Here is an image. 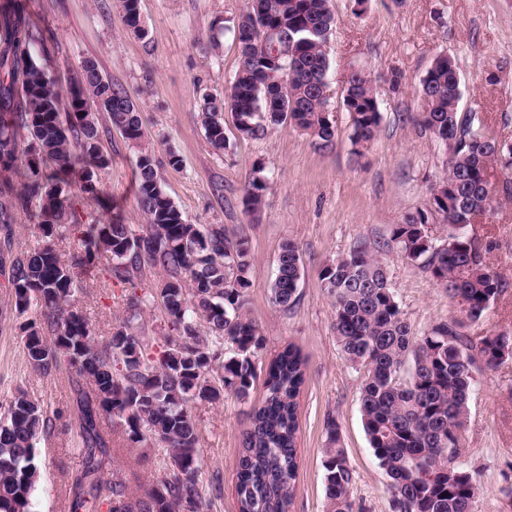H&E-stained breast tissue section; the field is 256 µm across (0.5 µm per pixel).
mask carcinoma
Segmentation results:
<instances>
[{
  "mask_svg": "<svg viewBox=\"0 0 512 512\" xmlns=\"http://www.w3.org/2000/svg\"><path fill=\"white\" fill-rule=\"evenodd\" d=\"M333 22L328 0H248L230 28L240 66L229 92L223 99L205 97L200 105L204 136L214 149L226 148V110L242 140L262 139L270 126L286 123L334 142L337 128L325 94V45ZM36 42L25 0H0V226L9 248L12 224L23 213L43 239L42 246L16 253L9 270L0 272H8L18 314L39 309L40 322L24 328L29 363L46 372L64 361L90 385L76 390L78 460L69 512H201L199 436L187 404L226 395L245 404L262 373L264 396L251 408L242 435L235 496L238 512H288L298 473L297 397L305 361L290 346L263 364L266 338L244 313L251 288L248 240L229 237L222 224L189 223L164 191L147 151L135 170L137 204L146 218L142 232L86 214L83 200L98 197L100 172L111 163L99 146L87 97L97 99L112 127L132 143L143 138L141 116L127 89L103 78L91 59L80 62L68 88L70 112L61 116V90L33 58ZM270 69L282 70L284 86L266 83ZM348 83L343 106L354 152L361 155L381 123L378 91L362 71H352ZM420 97V122L444 146L447 172L431 187L425 207L394 225L391 241L476 322L508 283L486 260L490 244L457 226L494 209L495 192L483 171L495 166L512 176V143L496 149L484 120L460 111L461 79L452 58L445 55L431 66ZM267 184L260 162L243 189L247 215L260 212ZM434 224L448 225L446 245L430 234ZM54 237L73 238L83 254L66 264ZM101 257L116 279L131 285L146 268L161 274L159 296L175 335L165 337L159 358L147 353L149 339L137 326L149 295L129 296L128 315L102 346L71 306L81 287L75 269ZM302 272L297 247L284 242L271 285L274 305L293 306ZM320 275L333 297L341 354L361 374L363 428L390 480V502L401 512H475L479 474L455 461V437L468 419L476 372L512 359V332L471 336L450 319L414 335L379 250L365 242L324 264ZM202 320L209 325L205 340L197 330ZM104 417L122 427L131 443L150 437L164 449L159 476L139 495L112 468L100 426ZM51 425L44 406L22 390L0 415V512H34L36 445ZM323 468L329 512H364L352 498L356 476L334 421L327 423Z\"/></svg>",
  "mask_w": 512,
  "mask_h": 512,
  "instance_id": "carcinoma-1",
  "label": "carcinoma"
}]
</instances>
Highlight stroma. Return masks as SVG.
<instances>
[{"mask_svg": "<svg viewBox=\"0 0 512 512\" xmlns=\"http://www.w3.org/2000/svg\"><path fill=\"white\" fill-rule=\"evenodd\" d=\"M44 43L32 54L68 87L79 63L93 59L103 77L123 85L138 105L145 134L140 143L109 130L106 112L96 118L101 146L112 159L101 175L105 192L86 199L85 212H110L141 232L135 163L152 151L161 184L193 224H221L248 238L253 264L246 311L266 338V357L287 346L300 351L306 381L298 398V476L289 512H326L323 449L326 424L335 420L356 481L352 497L367 512H391L388 478L378 467L360 415L361 377L342 357L333 328V300L322 286L325 263L360 240L377 243L391 286L413 334L457 315L447 292L408 263L391 241L393 225L424 207L429 189L445 172L443 146L415 120L420 82L438 55L451 56L461 78V109L482 116L488 134L512 141V0H329L334 24L326 44L329 109L338 132L333 147L288 125L259 140L237 138L232 113L224 115L229 144L215 151L206 141L198 105L223 97L239 65V52L222 26L232 24L246 0H140L145 37L131 33L119 0H28ZM360 69L380 93L382 121L364 156L354 154L343 109L346 76ZM403 77L391 89L392 73ZM178 165H171L170 155ZM269 173L259 218L243 211L242 189L256 163ZM490 242L489 261L508 287L466 331L483 336L512 330V194L498 191L493 212L471 225ZM293 241L303 260L299 296L288 309L271 302L280 245ZM73 297L98 341L110 338L125 317L131 288L110 277L106 260L80 272ZM36 311L18 314L13 291L0 275V406L17 391L48 407L50 435L40 438L37 512H67L71 445L77 423L74 383L66 368L43 373L26 357L22 326ZM463 432L461 463L481 473L477 512H512L503 491L512 487V360L476 375ZM202 460L203 512H237L234 480L247 407L234 397L195 401ZM162 454L158 445L133 449L125 435L112 437V457L126 470L131 491L152 480L154 468L138 460Z\"/></svg>", "mask_w": 512, "mask_h": 512, "instance_id": "stroma-1", "label": "stroma"}]
</instances>
